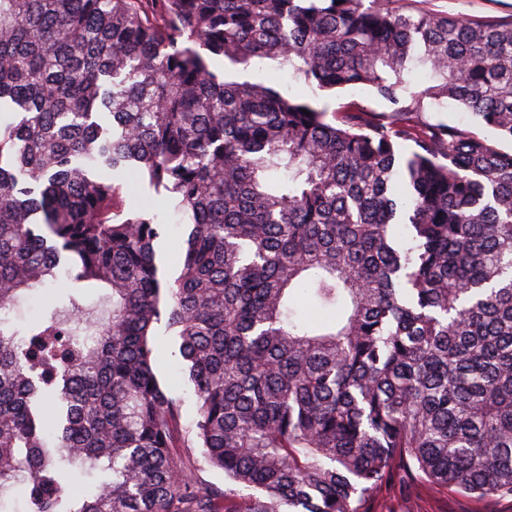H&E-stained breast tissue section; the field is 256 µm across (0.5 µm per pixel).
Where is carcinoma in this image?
Segmentation results:
<instances>
[{"instance_id": "cac0c4a2", "label": "carcinoma", "mask_w": 512, "mask_h": 512, "mask_svg": "<svg viewBox=\"0 0 512 512\" xmlns=\"http://www.w3.org/2000/svg\"><path fill=\"white\" fill-rule=\"evenodd\" d=\"M407 2L0 0V512H367L397 466L512 496V19ZM132 175L187 218L172 276ZM249 79L264 81L267 85L282 91H287L288 87L293 89L296 86L295 81L286 71L270 64H263L262 70L260 71L254 68ZM307 94L313 105L319 108L327 107L329 111L336 108L339 102L350 99L359 100L378 111H390L392 109L390 103L374 97L367 87L362 86L345 89L342 92L336 93V96L320 91H317V95H314L311 91H307ZM54 288H60L59 283L56 285L47 284L44 286L43 290L38 295L32 297L22 305V307L17 311V316L23 320H29L45 312L51 300L57 301L62 298V290ZM158 342L162 345V353L158 361L159 372L170 379V392L182 402V417L184 423L191 422L196 415V396L193 388L180 379L178 364L171 356L172 347L170 336H165L164 327H158Z\"/></svg>"}]
</instances>
